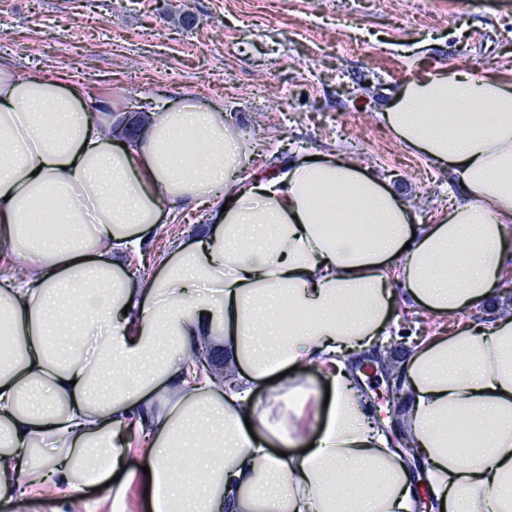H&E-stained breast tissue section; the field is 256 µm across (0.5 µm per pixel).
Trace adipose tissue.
<instances>
[{"label": "adipose tissue", "mask_w": 512, "mask_h": 512, "mask_svg": "<svg viewBox=\"0 0 512 512\" xmlns=\"http://www.w3.org/2000/svg\"><path fill=\"white\" fill-rule=\"evenodd\" d=\"M122 100L0 68V499L49 498L125 470L148 431L149 512H512V78L450 65L407 78L382 117L456 175L432 223L338 154L247 173L250 146L190 93L120 140ZM207 208L140 283L155 224ZM405 299L439 318L490 309L416 345L398 371L425 477L378 431L347 356ZM214 352L187 364L198 337ZM235 371L219 381L224 365ZM328 370L316 425L296 370ZM190 468L175 465V458Z\"/></svg>", "instance_id": "1"}]
</instances>
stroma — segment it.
Returning <instances> with one entry per match:
<instances>
[{
  "mask_svg": "<svg viewBox=\"0 0 512 512\" xmlns=\"http://www.w3.org/2000/svg\"><path fill=\"white\" fill-rule=\"evenodd\" d=\"M458 63L512 71V0H0L1 67L120 96L139 119L194 94L247 139L251 170L340 151L422 221L462 189L381 114L406 76ZM206 222L200 210L156 225L138 280ZM398 322L395 357L447 327L408 301Z\"/></svg>",
  "mask_w": 512,
  "mask_h": 512,
  "instance_id": "obj_1",
  "label": "stroma"
}]
</instances>
